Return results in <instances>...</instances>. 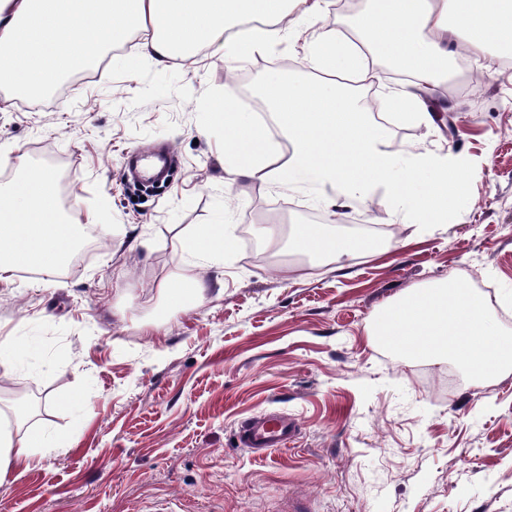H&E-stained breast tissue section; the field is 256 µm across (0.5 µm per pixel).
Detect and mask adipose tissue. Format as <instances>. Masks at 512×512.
I'll return each instance as SVG.
<instances>
[{"label":"adipose tissue","instance_id":"obj_1","mask_svg":"<svg viewBox=\"0 0 512 512\" xmlns=\"http://www.w3.org/2000/svg\"><path fill=\"white\" fill-rule=\"evenodd\" d=\"M323 0H0V75L17 92L43 90L60 76L94 65L101 52L134 33H148L146 56L165 62L207 45L245 58L257 51L262 35L224 37L226 20H264L292 31V16H315ZM473 54L491 46L512 51V0H387L383 12L367 16L359 41L334 30L321 31L305 59L313 82L265 75L270 122L239 107L233 98L215 104L228 132L224 147L226 183L244 178L259 184H307L317 189L326 210L360 202L383 185L393 203L403 205L411 223H439L449 198L459 195L473 170L460 157L422 152L403 162L391 150L384 128L356 83L370 80L371 60L396 58L414 82L390 92L391 110L412 112L424 123L434 116L425 94L446 75L454 55L453 31ZM291 153L274 163V137ZM0 207V282L28 267L44 273L63 265L74 242L63 223L54 178L47 172L17 182ZM302 251L334 259L350 256L358 241L303 228L294 236ZM374 335L394 340L399 350L424 357H451L483 380L512 371V338L490 311L488 298L449 281L402 297L380 316ZM26 418L16 408L0 420V481L37 454L72 447V440L48 438L49 422L22 430Z\"/></svg>","mask_w":512,"mask_h":512}]
</instances>
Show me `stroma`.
Instances as JSON below:
<instances>
[{
  "label": "stroma",
  "instance_id": "obj_1",
  "mask_svg": "<svg viewBox=\"0 0 512 512\" xmlns=\"http://www.w3.org/2000/svg\"><path fill=\"white\" fill-rule=\"evenodd\" d=\"M338 2L244 60L207 48L157 63L138 33L43 105L0 87V190L48 171L74 224L107 228L54 280L0 282V333L34 345L0 403L26 389L34 421L75 443L0 482V512H512V377L480 381L371 334L392 302L452 274L512 306V56L450 59L435 126L390 122L405 157L475 161L443 222L411 226L371 189L342 222L391 228L339 262L292 245L297 225L333 221L311 188L224 183L213 101L250 95L278 60L309 79L319 26L354 29L378 6L343 20ZM147 146L169 147L181 175L135 205L125 161ZM218 220L226 250L194 265L180 238ZM198 279L206 300L168 305L165 287ZM272 410L296 424L288 449L238 447L240 426Z\"/></svg>",
  "mask_w": 512,
  "mask_h": 512
}]
</instances>
